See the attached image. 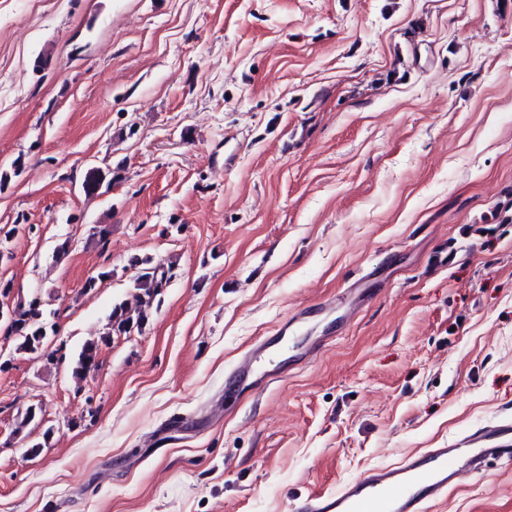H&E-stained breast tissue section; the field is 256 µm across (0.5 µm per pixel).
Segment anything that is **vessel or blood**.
<instances>
[{
  "mask_svg": "<svg viewBox=\"0 0 512 512\" xmlns=\"http://www.w3.org/2000/svg\"><path fill=\"white\" fill-rule=\"evenodd\" d=\"M269 341L246 352L233 373L252 377ZM512 463V421L501 420L469 432L443 448L406 455L399 463L374 468L336 491L310 497L303 512H430L464 478L483 470L488 457Z\"/></svg>",
  "mask_w": 512,
  "mask_h": 512,
  "instance_id": "vessel-or-blood-1",
  "label": "vessel or blood"
}]
</instances>
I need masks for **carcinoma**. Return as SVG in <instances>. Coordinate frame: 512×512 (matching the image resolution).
<instances>
[{
    "label": "carcinoma",
    "mask_w": 512,
    "mask_h": 512,
    "mask_svg": "<svg viewBox=\"0 0 512 512\" xmlns=\"http://www.w3.org/2000/svg\"><path fill=\"white\" fill-rule=\"evenodd\" d=\"M134 264L140 267L134 283L131 298L120 301L112 308L109 316V331L101 337L108 341L112 334H121L134 325L141 327L148 322L157 297L165 280V271L159 265H151V259H136ZM12 332L19 341L18 348L35 352L44 346L48 336L56 334L55 324L48 321L47 314L38 298L29 301L27 307L19 309L18 318ZM99 342V343H101ZM99 343L83 346L73 367V374L82 377L96 367Z\"/></svg>",
    "instance_id": "carcinoma-1"
}]
</instances>
